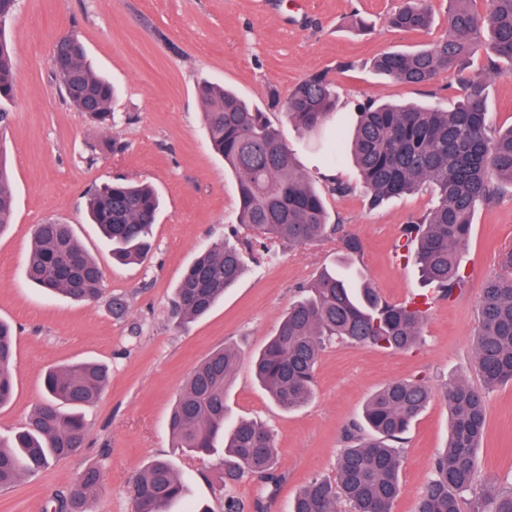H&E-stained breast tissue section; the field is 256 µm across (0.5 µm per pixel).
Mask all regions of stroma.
Masks as SVG:
<instances>
[{
  "instance_id": "stroma-1",
  "label": "stroma",
  "mask_w": 512,
  "mask_h": 512,
  "mask_svg": "<svg viewBox=\"0 0 512 512\" xmlns=\"http://www.w3.org/2000/svg\"><path fill=\"white\" fill-rule=\"evenodd\" d=\"M399 0H19L9 26L16 48L17 91L1 101L9 122L0 128V149L13 172L16 211L0 235V319L16 333L14 396L0 406V437L21 428L43 397L50 367L94 360L109 368L110 382L85 408L88 436L81 451L54 461L15 487L0 490V512H44L86 467L101 470L95 512H133L128 485L145 465L167 459L186 485L169 512L206 507L224 512L231 496L243 512H288L312 478L335 479L345 430L360 421L368 397L397 379L422 378L434 387L463 377L480 386L473 359L477 302L487 277L512 249V189L494 205H477L463 265L466 291L432 300L419 342L406 351L334 343L316 370L313 401L282 411L255 381L250 361L275 331L281 316L317 272L341 262L337 239L294 247L275 245L271 255H245L246 272L205 317L186 325L171 316L174 289L197 254L223 242L237 222L235 179L210 149L202 125L197 85L208 80L233 89L262 108L294 149L297 165L323 190L331 223L358 235L363 255L352 267L358 280L399 303L426 293L414 261L398 246L405 224L429 211L431 187L370 208L358 189V171L330 159L328 146L356 124L370 101L452 108L459 94L455 75L408 85L375 73L372 59L410 51L446 32L448 0H431L434 23L426 32H399L388 16ZM369 25L360 32L358 22ZM76 32L94 70L115 86L114 121L102 127L63 98L53 72L57 38ZM321 71L339 95L335 117L322 129V147L290 123L274 98L307 74ZM487 109L494 127L512 125V66L489 82ZM125 145L123 153L98 152L103 139ZM118 179L151 183L161 210L152 247L142 260H113L97 225L88 221L86 194ZM355 185L350 195L331 191L333 180ZM59 220L103 271V291L92 302H75L30 284L24 261L35 225ZM124 297L126 317L113 316L109 301ZM232 345L240 363L229 388L230 419L262 421L275 434L277 473L270 485L251 476L223 487L222 454L198 458L171 447L167 422L190 370L212 350ZM488 426L477 465L489 483L512 485V382L488 396ZM448 408L433 398L406 434L401 493L393 512H414L438 451L448 441Z\"/></svg>"
}]
</instances>
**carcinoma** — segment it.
Here are the masks:
<instances>
[{
    "label": "carcinoma",
    "mask_w": 512,
    "mask_h": 512,
    "mask_svg": "<svg viewBox=\"0 0 512 512\" xmlns=\"http://www.w3.org/2000/svg\"><path fill=\"white\" fill-rule=\"evenodd\" d=\"M474 0H448L447 34L424 48L387 52L373 68L393 81L424 85L442 72L457 73L459 98L451 109L435 106L367 103L349 141L336 139L333 152H349L373 207L428 185L436 204L404 228V247L438 298L450 299L468 287L461 254L478 204H493L512 187V127H492L487 112L488 79L506 62L512 65V0H489L485 11ZM15 0H0V100L15 91V49L6 29ZM406 32L426 31L433 22L428 0H400L389 18ZM486 47L483 73L467 71L468 59ZM56 79L69 104L103 126L112 123V84L88 64L79 36L70 56L57 52ZM208 141L236 177L237 223L247 245L264 250L275 243L310 245L339 232L328 223L323 194L298 168L292 148L260 109L215 82L198 85ZM282 104L288 119L313 132L336 110L335 85L321 72L300 80ZM88 209L112 246V255L136 262L151 247L159 199L142 183L122 181L91 189ZM15 197L10 169L0 150V233L12 223ZM346 259L362 252L359 238H338ZM505 272L487 278L478 304L474 359L482 378L476 388L462 379L435 391L422 379L394 380L372 394L362 422L344 436L337 479L315 478L295 497L290 512H392L401 491L402 445L412 422L432 398L442 395L449 410L450 437L433 462L432 476L419 494L415 512H461L464 494L478 481L477 450L486 429V395L512 382V251ZM24 272L49 293L91 302L102 292L103 273L74 238L70 225H35ZM242 252L216 243L189 265L175 289L173 313L194 321L224 298L245 274ZM428 299L402 303L383 299L349 271L321 270L292 303L275 332L253 360L256 379L284 411L306 406L314 397L321 353L334 342L393 351L413 347L427 317ZM14 332L0 321V405L13 396ZM239 363L229 345L212 351L189 374L168 421L174 448L201 456L224 448V485L260 474L277 481L273 431L250 419L226 425L227 392ZM106 367L82 362L45 374V399L9 440L0 439V488H9L76 455L87 438L82 409L99 399L109 383ZM100 480L94 466L78 474L54 503V512H91ZM179 473L165 459L150 462L130 483L134 512H168L184 495ZM472 512H512V485L493 486L472 501Z\"/></svg>",
    "instance_id": "1"
}]
</instances>
